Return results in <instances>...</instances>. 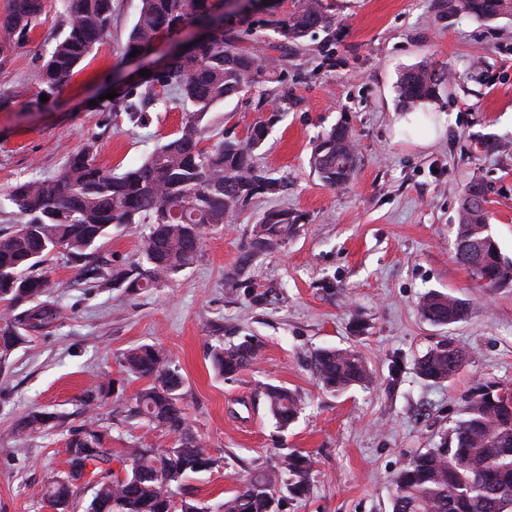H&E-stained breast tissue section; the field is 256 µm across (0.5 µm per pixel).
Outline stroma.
<instances>
[{
  "label": "stroma",
  "instance_id": "35a3bbf8",
  "mask_svg": "<svg viewBox=\"0 0 512 512\" xmlns=\"http://www.w3.org/2000/svg\"><path fill=\"white\" fill-rule=\"evenodd\" d=\"M331 4V32L304 38L288 55L268 49L271 31L247 33L244 47H262L276 80L207 116L212 145L245 139L256 121L272 119L255 161L282 179L280 195H257L234 223L208 230L195 265L135 294L84 288L74 264L58 257L47 264L62 316L0 369V512H49L41 489L67 471L68 432L85 420L80 400L102 383L112 389L96 417L112 429L113 452L142 437L172 446L171 436L127 416L146 381L123 371L118 358L141 344L161 347L183 376L186 415L223 459L187 481L210 508L238 478L278 469L296 450L315 459L311 487L282 512H391L394 476L462 417L474 383L512 388V286L479 287L454 257L461 199L473 184L482 186L492 233L512 257V152L481 146L489 138L512 142V16L482 21L450 9L448 0ZM139 6L113 0L109 35L51 97L42 95L40 72L66 25L59 0H47L41 25L0 60V194L20 180L57 176L89 143L99 164L124 171L179 128L184 112L175 100L150 106L138 126L98 103L114 83L138 78L194 32L162 34L146 56L124 59ZM425 60L443 64L453 79L412 130L397 132L406 114L399 75ZM343 121L358 163L349 182L328 187L309 158L314 140ZM277 208L298 216L294 234L256 258L241 287H225L253 224ZM146 233L141 224L113 230L95 256L131 264ZM431 290L466 300L468 318L451 326L423 320L418 302ZM445 336L469 362L446 382L422 380L415 358ZM248 337L261 344L255 364L218 376L213 349ZM328 346L361 352L371 383L322 389L310 354ZM263 383L304 399L288 429L271 419L258 392ZM34 410L55 419L27 448H16L15 429Z\"/></svg>",
  "mask_w": 512,
  "mask_h": 512
}]
</instances>
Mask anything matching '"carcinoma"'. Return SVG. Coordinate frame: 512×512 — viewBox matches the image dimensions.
Returning <instances> with one entry per match:
<instances>
[{"label":"carcinoma","instance_id":"1","mask_svg":"<svg viewBox=\"0 0 512 512\" xmlns=\"http://www.w3.org/2000/svg\"><path fill=\"white\" fill-rule=\"evenodd\" d=\"M67 23L43 66L41 79L48 91L60 89L78 72L95 46L109 33L113 0H62ZM455 10L491 21L512 15V0H452ZM329 0H299L294 11L273 12L257 24L272 30V48L283 54L299 40L332 28ZM217 0H141V7L124 53L147 51L164 31L194 20L206 26L201 37L181 47L158 75L118 91L110 111L124 115L133 125L145 123V107L163 103V90L174 91L185 112L179 129L156 145L138 164L122 173L100 166L95 146L88 144L72 155L53 179L16 183L0 196V212L12 208L15 225L0 231V303L7 316L0 318V365L26 339L43 333L60 318L59 304L49 298L52 287L41 271L51 257L61 254L77 265L91 288L112 285L138 292L172 279L190 267L202 248L204 230L228 224L256 194L276 195L283 183L254 164L271 121L253 124L243 140L227 139L210 148L202 146L208 130L205 117L216 105L241 93L250 84L268 83L271 74L252 49L239 46L240 35L224 32ZM45 0H10L0 16V56L23 44L39 26ZM446 69L425 61L402 72L398 100L407 108L433 102L446 88ZM310 165L330 187L347 183L356 166L352 131L346 124L332 127L314 146ZM480 203L461 205L455 241L478 244L471 257L457 254L472 278L486 288L512 286V259L502 254L494 238L486 199L478 185L464 197ZM297 217L285 209L266 211L253 225L238 265L226 274L235 287L253 258L288 242ZM147 224L138 261L118 268L92 261L98 242L111 230ZM421 315L437 326L463 321L469 305L451 293L431 292L420 301ZM258 346L244 341L213 351L215 371L235 376L254 364ZM468 361V353L444 338L416 359V374L441 383L452 378ZM122 366L148 385L135 398L130 417L144 420L173 438V446L157 448L143 439L114 454L106 447L111 428L88 420L70 432L66 452L69 472L54 475L44 497L56 512H74V486L85 474L96 484L85 512H206L184 494L192 474L216 466L218 458L198 438L183 406L184 380L170 368L168 359L151 345L123 354ZM312 367L321 385L345 391L370 379L363 357L353 349L319 348ZM102 384L81 400L83 412L97 407ZM267 409L277 424L293 423L303 406L301 397L279 385L264 384ZM54 416L32 412L19 424L16 442L46 428ZM117 467H112V464ZM284 472L261 471L242 481L217 504L216 512H281L284 498L295 499L309 490L313 459L291 452L283 457ZM392 512H512V390L498 383L479 382L467 398L464 416L440 441L417 451L393 480ZM288 496H283V493Z\"/></svg>","mask_w":512,"mask_h":512}]
</instances>
